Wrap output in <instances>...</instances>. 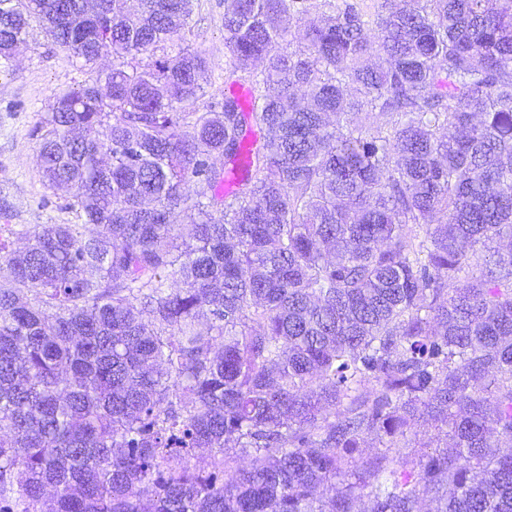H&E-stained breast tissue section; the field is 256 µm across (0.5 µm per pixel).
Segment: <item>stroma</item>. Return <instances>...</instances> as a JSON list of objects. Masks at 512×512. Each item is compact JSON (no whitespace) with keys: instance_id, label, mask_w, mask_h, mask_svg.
I'll return each instance as SVG.
<instances>
[{"instance_id":"obj_1","label":"stroma","mask_w":512,"mask_h":512,"mask_svg":"<svg viewBox=\"0 0 512 512\" xmlns=\"http://www.w3.org/2000/svg\"><path fill=\"white\" fill-rule=\"evenodd\" d=\"M183 39L213 66L206 95L196 104L203 111L210 97L223 89L224 0H197ZM84 78L69 53L53 44L36 23L19 49L14 69L0 71V205L9 208L14 248L23 247L25 233L69 218L61 192L45 186L38 172V143L31 131L50 111L55 94Z\"/></svg>"}]
</instances>
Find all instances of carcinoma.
<instances>
[{"mask_svg": "<svg viewBox=\"0 0 512 512\" xmlns=\"http://www.w3.org/2000/svg\"><path fill=\"white\" fill-rule=\"evenodd\" d=\"M193 10L0 0V69L86 75L33 131L79 223L0 238V512H512V0H224L205 112ZM407 440L406 444L415 447L408 449H416L420 454L431 456L440 454L447 449L444 448V441L438 439L437 430L430 422H420Z\"/></svg>", "mask_w": 512, "mask_h": 512, "instance_id": "carcinoma-1", "label": "carcinoma"}]
</instances>
